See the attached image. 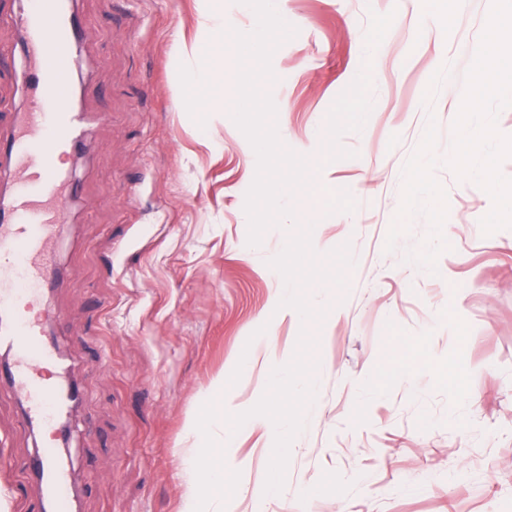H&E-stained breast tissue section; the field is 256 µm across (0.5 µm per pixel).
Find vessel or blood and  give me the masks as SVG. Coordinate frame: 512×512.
<instances>
[{
    "label": "vessel or blood",
    "instance_id": "b4317fda",
    "mask_svg": "<svg viewBox=\"0 0 512 512\" xmlns=\"http://www.w3.org/2000/svg\"><path fill=\"white\" fill-rule=\"evenodd\" d=\"M12 21L28 69L24 111L0 116V346L12 358L0 384L24 392L23 421L39 426L45 439L26 469L48 489L55 512H69L70 473L57 454L68 404L58 359L43 339L55 315L40 296L60 276L52 242L73 216L64 161L81 148L89 124L88 113L71 108L60 91L79 24L73 0H41Z\"/></svg>",
    "mask_w": 512,
    "mask_h": 512
}]
</instances>
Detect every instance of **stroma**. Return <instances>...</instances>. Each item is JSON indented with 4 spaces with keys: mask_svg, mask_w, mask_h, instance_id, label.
Returning a JSON list of instances; mask_svg holds the SVG:
<instances>
[{
    "mask_svg": "<svg viewBox=\"0 0 512 512\" xmlns=\"http://www.w3.org/2000/svg\"><path fill=\"white\" fill-rule=\"evenodd\" d=\"M492 0H464L449 26L432 0H281L297 35L274 53L268 89L284 112L278 132L299 152L338 95L372 60V111L345 133L347 158L326 164L297 216L320 215L318 236L350 244L348 287L328 301L318 336L315 419L292 447L284 490L263 512H512V229L483 236L490 196L445 164L465 74ZM33 0H0V113L22 110L20 33L6 16ZM214 0H75L85 38L70 60L90 114L86 150L71 161L75 222L56 241L66 270L49 300L65 320L49 329L83 385L61 452L72 467L73 512H183L192 487L186 436L216 379L248 364L235 399L252 407L269 380V352L246 349L260 327L279 352L295 349L300 315L271 302L268 259L293 222L247 244L251 145L229 114L198 126L186 110L176 44L206 41ZM395 19L373 55L370 13ZM449 75L424 107L432 75ZM438 129L434 175L448 193L451 251L437 274L406 262L428 231L415 215L393 252L387 231L402 169L428 114ZM417 372V384L405 376ZM16 391L0 387V439L15 455L43 439L17 420ZM273 444L261 427L237 433L242 462L224 512H254ZM38 481L0 470V512H31Z\"/></svg>",
    "mask_w": 512,
    "mask_h": 512,
    "instance_id": "obj_1",
    "label": "stroma"
}]
</instances>
